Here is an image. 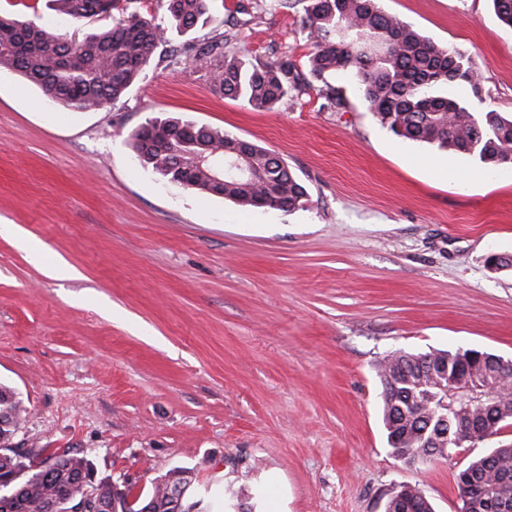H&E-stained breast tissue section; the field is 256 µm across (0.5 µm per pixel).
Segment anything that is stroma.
Returning <instances> with one entry per match:
<instances>
[{"label": "stroma", "mask_w": 512, "mask_h": 512, "mask_svg": "<svg viewBox=\"0 0 512 512\" xmlns=\"http://www.w3.org/2000/svg\"><path fill=\"white\" fill-rule=\"evenodd\" d=\"M471 57L486 107L512 113V28L491 0H380ZM301 9L215 0L207 43L252 61L310 46ZM170 33L121 100L65 112L0 71V383L26 414L17 447L68 448L148 491L194 468L193 499L248 512H384L404 484L459 512L456 476L512 428L408 466L388 446L375 366L389 352L512 358V172L404 141L339 73L347 111L317 91L274 112L224 97ZM156 116L223 128L276 152L304 208L243 210L144 170L125 136ZM38 247L32 261L29 247ZM78 276H47L58 261Z\"/></svg>", "instance_id": "stroma-1"}]
</instances>
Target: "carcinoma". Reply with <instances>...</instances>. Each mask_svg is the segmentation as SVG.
Instances as JSON below:
<instances>
[{"label":"carcinoma","mask_w":512,"mask_h":512,"mask_svg":"<svg viewBox=\"0 0 512 512\" xmlns=\"http://www.w3.org/2000/svg\"><path fill=\"white\" fill-rule=\"evenodd\" d=\"M69 21L62 30L11 14H0V70L12 71L40 89L65 112H87L123 98L167 42V30L154 18L129 13L111 26L88 28L93 19L112 14L120 0H50ZM498 19L512 27V0H492ZM302 5V29L312 50L306 71L286 56L254 63L229 49L233 36L216 39L207 50L188 41L181 51L211 68L214 86L226 97L255 110L273 111L296 100L319 82L318 94L340 112L344 90L329 82L341 72L380 123L395 136L473 155L491 170L512 169V114L481 107L455 93L467 85L479 95L480 76L473 61L422 36L401 18L384 12L379 0H278V6ZM170 26L187 34L211 20L212 0H161ZM233 136L220 128L180 117H152L128 133L140 164L158 178L183 188L224 198L243 210L264 207L292 211L309 193L275 152L247 145L251 176L232 167L224 154ZM224 163V181L212 178ZM381 383V414L393 453L409 466L447 459L457 448L450 440L461 428L482 438L512 425V361L494 353L465 349L428 353L395 351L376 368ZM463 379L470 397L451 393ZM25 407L15 391L0 386V444H14ZM177 467L154 481L135 505L132 488L113 491L92 462L69 448L22 450L0 458V512H45L58 505L67 512L84 497L82 483L94 481L111 498L112 512H169L165 487L193 480ZM465 493L460 512H512V442L472 458L457 477ZM384 512H434L426 494L405 485L387 499Z\"/></svg>","instance_id":"cac0c4a2"}]
</instances>
